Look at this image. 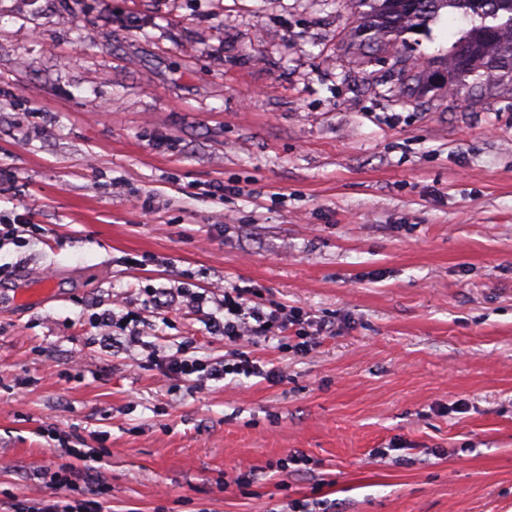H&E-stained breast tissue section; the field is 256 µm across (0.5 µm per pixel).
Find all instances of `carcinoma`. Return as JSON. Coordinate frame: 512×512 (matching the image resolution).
I'll return each mask as SVG.
<instances>
[{
  "label": "carcinoma",
  "instance_id": "cac0c4a2",
  "mask_svg": "<svg viewBox=\"0 0 512 512\" xmlns=\"http://www.w3.org/2000/svg\"><path fill=\"white\" fill-rule=\"evenodd\" d=\"M360 31L398 32L421 25L443 8L471 19L472 27L456 45L455 68L481 87L491 75L512 81V0H351ZM367 5L370 10L363 11Z\"/></svg>",
  "mask_w": 512,
  "mask_h": 512
}]
</instances>
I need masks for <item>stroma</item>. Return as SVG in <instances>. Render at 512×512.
<instances>
[{
    "instance_id": "1",
    "label": "stroma",
    "mask_w": 512,
    "mask_h": 512,
    "mask_svg": "<svg viewBox=\"0 0 512 512\" xmlns=\"http://www.w3.org/2000/svg\"><path fill=\"white\" fill-rule=\"evenodd\" d=\"M470 27L359 32L346 0H0V504L512 512V92ZM54 278L58 296L39 295ZM237 286L333 334L256 338L281 382L141 366L232 348L150 290ZM128 302L143 346L92 314ZM249 475L245 485L225 479ZM48 437L55 441L52 449L56 456L61 457V459L73 457L83 461L84 465L87 467V477L90 479L94 472L93 469H95L91 463H98V460L101 457V452L96 451L93 448H90L89 450H85L84 448H73V446L70 445L68 437L58 429L53 430L51 435L48 434ZM98 487L90 484L83 492L82 499L39 502L29 506L26 512H106L103 492Z\"/></svg>"
}]
</instances>
